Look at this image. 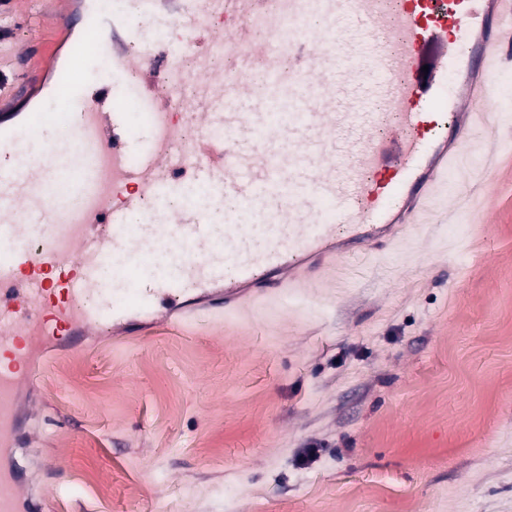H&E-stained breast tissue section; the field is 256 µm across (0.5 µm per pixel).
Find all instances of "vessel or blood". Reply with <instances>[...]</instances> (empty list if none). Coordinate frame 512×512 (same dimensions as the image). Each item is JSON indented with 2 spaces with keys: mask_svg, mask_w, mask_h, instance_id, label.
<instances>
[{
  "mask_svg": "<svg viewBox=\"0 0 512 512\" xmlns=\"http://www.w3.org/2000/svg\"><path fill=\"white\" fill-rule=\"evenodd\" d=\"M266 0H224V25L182 23L201 55L230 47L232 76L160 68L139 27H126L143 63L131 124L129 63L112 32L123 18L95 9L64 15L81 34L53 61L67 120L0 127V443L25 442L15 409L28 356L44 342L78 346L100 331L173 308L224 317L305 273L403 238L459 165L491 93L461 95L491 73L512 30L507 0H280L288 14L287 72L268 67L249 15ZM108 57L100 81L77 71ZM206 88L175 115L152 92ZM192 141L179 136L182 122ZM190 171L209 211L170 207ZM0 512H45L21 474L0 463Z\"/></svg>",
  "mask_w": 512,
  "mask_h": 512,
  "instance_id": "vessel-or-blood-1",
  "label": "vessel or blood"
}]
</instances>
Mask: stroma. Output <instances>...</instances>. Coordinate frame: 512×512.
Segmentation results:
<instances>
[{
  "label": "stroma",
  "mask_w": 512,
  "mask_h": 512,
  "mask_svg": "<svg viewBox=\"0 0 512 512\" xmlns=\"http://www.w3.org/2000/svg\"><path fill=\"white\" fill-rule=\"evenodd\" d=\"M4 27L49 63L60 32L36 0H0ZM493 89L382 256L226 321L43 355L22 402L49 512H512V43Z\"/></svg>",
  "instance_id": "35a3bbf8"
}]
</instances>
